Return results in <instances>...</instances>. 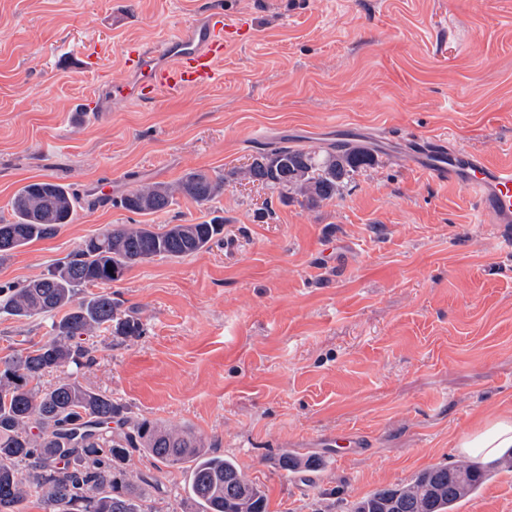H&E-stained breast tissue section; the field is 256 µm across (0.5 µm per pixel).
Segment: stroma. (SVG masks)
Masks as SVG:
<instances>
[{"label": "stroma", "instance_id": "1", "mask_svg": "<svg viewBox=\"0 0 512 512\" xmlns=\"http://www.w3.org/2000/svg\"><path fill=\"white\" fill-rule=\"evenodd\" d=\"M221 9L244 32L210 85L152 105L113 96L124 49L162 46ZM108 50L101 66L83 54ZM512 161V0H0V218L24 185L81 198L71 223L0 259V284L40 277L115 224L222 216L224 240L156 258L109 290L142 336L92 337L79 379L134 415L191 427L265 491L268 512H347L373 491L455 463L453 443L512 411V224L414 166L411 137ZM371 142L378 162L310 209L232 178L267 143ZM224 176L212 202L139 215L119 200L186 172ZM51 317L0 315V360ZM361 448L337 444L345 433ZM318 472L279 469L284 453ZM158 512L186 466L133 454ZM458 512H512V471Z\"/></svg>", "mask_w": 512, "mask_h": 512}]
</instances>
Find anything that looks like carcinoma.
<instances>
[{
    "instance_id": "cac0c4a2",
    "label": "carcinoma",
    "mask_w": 512,
    "mask_h": 512,
    "mask_svg": "<svg viewBox=\"0 0 512 512\" xmlns=\"http://www.w3.org/2000/svg\"><path fill=\"white\" fill-rule=\"evenodd\" d=\"M376 163L375 151L349 141L307 147L270 142L231 175L278 192L279 200L316 208L333 200L355 175ZM224 179L189 171L174 184H143L121 199L135 214L170 207L175 196L213 201ZM79 196L54 181L32 182L12 199V219L0 220V258L38 239L54 236L71 222ZM224 218L198 224H120L92 236L39 278L0 285V314L34 318L62 313L51 336L0 362V512H23L36 498L44 512H147L145 488L152 478L127 470L138 452L162 464H189V497L200 512H266L264 491L235 461L204 449L189 428L168 427L130 415L111 396L86 388L78 373L90 364L84 337L103 330L136 338L142 324L121 314L110 292L89 287L121 280L131 266L155 257L180 259L223 239ZM68 375L42 388L45 375ZM117 428H112V424ZM285 455L280 467L302 474L317 467ZM512 469V449L496 463L468 460L418 473L403 486L380 488L354 503L351 512H457L491 478L492 469Z\"/></svg>"
}]
</instances>
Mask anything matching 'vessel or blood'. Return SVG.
Listing matches in <instances>:
<instances>
[{"label":"vessel or blood","instance_id":"vessel-or-blood-1","mask_svg":"<svg viewBox=\"0 0 512 512\" xmlns=\"http://www.w3.org/2000/svg\"><path fill=\"white\" fill-rule=\"evenodd\" d=\"M242 28L239 19L214 10L203 22L187 26L162 50L134 47L125 61L127 80L121 93L150 105L164 92L208 84L218 61L237 44ZM413 158L436 181L467 192L475 202L478 223L512 224V163L490 164L443 138L416 140Z\"/></svg>","mask_w":512,"mask_h":512}]
</instances>
